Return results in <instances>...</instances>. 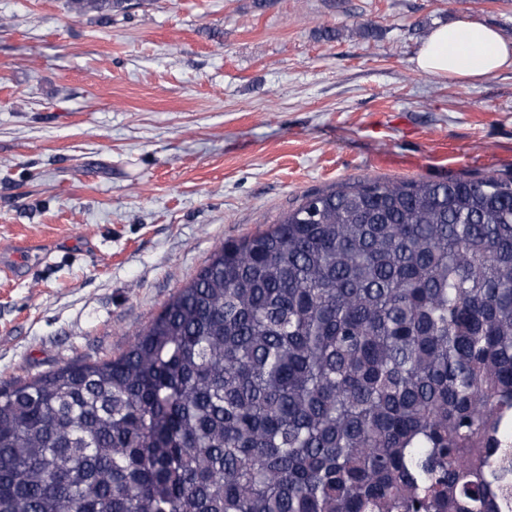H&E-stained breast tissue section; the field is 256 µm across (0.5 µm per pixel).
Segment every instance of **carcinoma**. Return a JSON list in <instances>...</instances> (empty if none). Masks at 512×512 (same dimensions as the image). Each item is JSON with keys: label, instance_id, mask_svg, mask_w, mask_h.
Instances as JSON below:
<instances>
[{"label": "carcinoma", "instance_id": "carcinoma-1", "mask_svg": "<svg viewBox=\"0 0 512 512\" xmlns=\"http://www.w3.org/2000/svg\"><path fill=\"white\" fill-rule=\"evenodd\" d=\"M511 454L493 175L308 194L120 355L0 389V512H498Z\"/></svg>", "mask_w": 512, "mask_h": 512}]
</instances>
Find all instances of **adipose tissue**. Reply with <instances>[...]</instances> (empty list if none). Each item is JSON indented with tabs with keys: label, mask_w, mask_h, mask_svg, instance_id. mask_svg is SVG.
<instances>
[{
	"label": "adipose tissue",
	"mask_w": 512,
	"mask_h": 512,
	"mask_svg": "<svg viewBox=\"0 0 512 512\" xmlns=\"http://www.w3.org/2000/svg\"><path fill=\"white\" fill-rule=\"evenodd\" d=\"M412 63L415 69L439 78L477 82L512 69V43L485 24L461 19L433 29Z\"/></svg>",
	"instance_id": "obj_1"
}]
</instances>
